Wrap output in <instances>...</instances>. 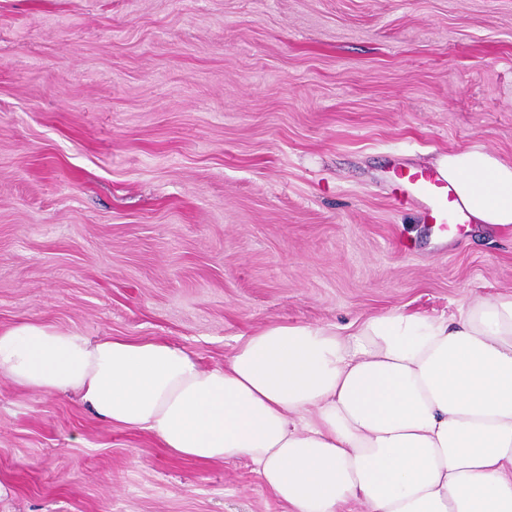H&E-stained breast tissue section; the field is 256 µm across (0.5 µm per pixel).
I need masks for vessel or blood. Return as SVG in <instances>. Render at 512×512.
Instances as JSON below:
<instances>
[{
    "instance_id": "b4317fda",
    "label": "vessel or blood",
    "mask_w": 512,
    "mask_h": 512,
    "mask_svg": "<svg viewBox=\"0 0 512 512\" xmlns=\"http://www.w3.org/2000/svg\"><path fill=\"white\" fill-rule=\"evenodd\" d=\"M395 176L399 204L420 206L424 223L439 225L445 231L461 223L465 211L453 186L440 173L399 170Z\"/></svg>"
}]
</instances>
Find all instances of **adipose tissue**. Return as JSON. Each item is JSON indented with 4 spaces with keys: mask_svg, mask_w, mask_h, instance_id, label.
Segmentation results:
<instances>
[{
    "mask_svg": "<svg viewBox=\"0 0 512 512\" xmlns=\"http://www.w3.org/2000/svg\"><path fill=\"white\" fill-rule=\"evenodd\" d=\"M439 171L474 223L512 224V161L475 144ZM1 372L172 455L248 458L288 512H512V292L448 316L272 323L213 368L164 341L21 320L0 328Z\"/></svg>",
    "mask_w": 512,
    "mask_h": 512,
    "instance_id": "1",
    "label": "adipose tissue"
}]
</instances>
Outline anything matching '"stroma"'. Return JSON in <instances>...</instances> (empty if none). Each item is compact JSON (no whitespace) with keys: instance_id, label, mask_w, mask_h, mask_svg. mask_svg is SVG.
<instances>
[{"instance_id":"1","label":"stroma","mask_w":512,"mask_h":512,"mask_svg":"<svg viewBox=\"0 0 512 512\" xmlns=\"http://www.w3.org/2000/svg\"><path fill=\"white\" fill-rule=\"evenodd\" d=\"M512 161V0H0V327L203 366L271 323L512 292V225L444 234L396 169ZM0 512H287L0 374Z\"/></svg>"}]
</instances>
